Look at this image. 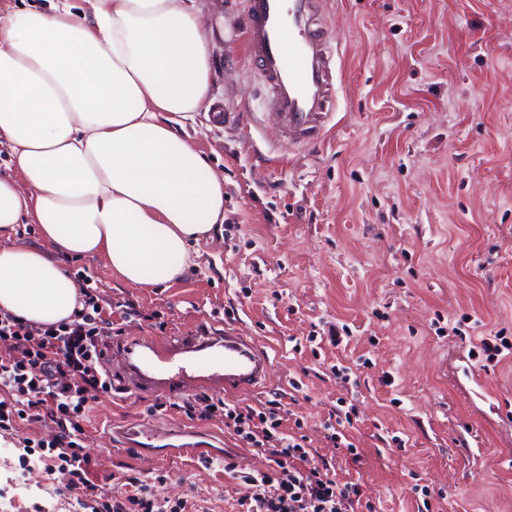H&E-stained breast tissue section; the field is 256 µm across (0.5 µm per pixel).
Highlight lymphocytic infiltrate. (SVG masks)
Masks as SVG:
<instances>
[{
    "mask_svg": "<svg viewBox=\"0 0 512 512\" xmlns=\"http://www.w3.org/2000/svg\"><path fill=\"white\" fill-rule=\"evenodd\" d=\"M78 290L70 320L58 324H31L0 313V433L15 432L24 420L50 426V439L25 437L23 448L37 453L49 470L67 474L66 488L85 512H185L182 502L166 510L150 485L137 478L124 493L98 498L81 435L92 401L113 391L112 377L100 362V344L114 323L91 283L79 284ZM181 410L191 420L223 418L248 447L268 452L269 470L247 477L252 492L240 501L245 512H352L359 503L357 486L337 484L326 465L310 461L297 437L282 431L278 401L240 410L203 394L183 401Z\"/></svg>",
    "mask_w": 512,
    "mask_h": 512,
    "instance_id": "1",
    "label": "lymphocytic infiltrate"
}]
</instances>
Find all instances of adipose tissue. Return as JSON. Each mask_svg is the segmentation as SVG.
Listing matches in <instances>:
<instances>
[{"instance_id": "adipose-tissue-1", "label": "adipose tissue", "mask_w": 512, "mask_h": 512, "mask_svg": "<svg viewBox=\"0 0 512 512\" xmlns=\"http://www.w3.org/2000/svg\"><path fill=\"white\" fill-rule=\"evenodd\" d=\"M210 33L195 0H53L0 14V310L70 317L59 255L127 283L179 279L224 221V178L176 131L208 111ZM38 225L46 249L15 240Z\"/></svg>"}]
</instances>
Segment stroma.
<instances>
[{
	"instance_id": "stroma-1",
	"label": "stroma",
	"mask_w": 512,
	"mask_h": 512,
	"mask_svg": "<svg viewBox=\"0 0 512 512\" xmlns=\"http://www.w3.org/2000/svg\"><path fill=\"white\" fill-rule=\"evenodd\" d=\"M211 28L210 112L182 119L224 178V221L192 248L179 280L135 288L104 261L61 257L73 279L133 303L121 336L177 338L207 325L268 346L270 381L227 397L239 409L275 398L282 429L305 435L356 512H512V351L490 360L483 338L512 340V0H326L338 49V111L314 146L279 139L244 59L238 0H197ZM253 112L239 126L211 112ZM346 325L338 346L325 323ZM345 369L346 379L333 374ZM352 406L347 444L327 426ZM156 399L99 397L82 446L102 497L127 478L188 512H240L244 477L267 471L222 419L224 464L140 458L113 427L151 417L185 423ZM38 423L18 435L43 436ZM0 436V499L10 512H74L63 476L22 460Z\"/></svg>"
}]
</instances>
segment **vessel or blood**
<instances>
[{
  "label": "vessel or blood",
  "mask_w": 512,
  "mask_h": 512,
  "mask_svg": "<svg viewBox=\"0 0 512 512\" xmlns=\"http://www.w3.org/2000/svg\"><path fill=\"white\" fill-rule=\"evenodd\" d=\"M248 64L264 89L280 138L306 145L322 137L336 109V51L324 15L325 0H240ZM119 362L123 393L167 396L206 389L216 394L265 387L273 364L266 349L233 329L202 331L176 340L136 339L113 349L104 365ZM139 456L177 451L209 461L224 455L187 427L159 428L143 419L120 433Z\"/></svg>",
  "instance_id": "b4317fda"
}]
</instances>
